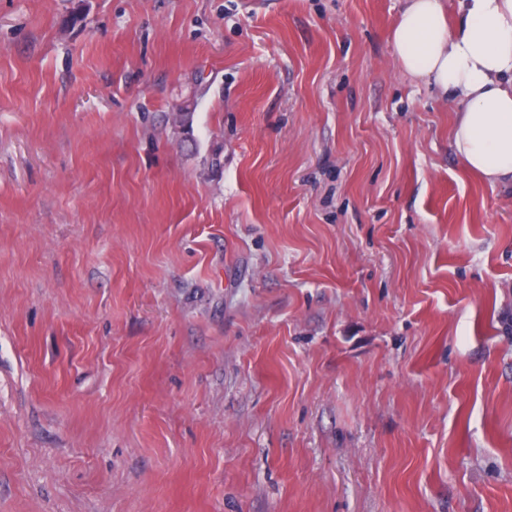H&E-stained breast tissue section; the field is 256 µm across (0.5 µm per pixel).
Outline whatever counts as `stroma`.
Masks as SVG:
<instances>
[{
	"label": "stroma",
	"mask_w": 512,
	"mask_h": 512,
	"mask_svg": "<svg viewBox=\"0 0 512 512\" xmlns=\"http://www.w3.org/2000/svg\"><path fill=\"white\" fill-rule=\"evenodd\" d=\"M403 7L0 0V512H512V184Z\"/></svg>",
	"instance_id": "1"
}]
</instances>
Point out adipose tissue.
<instances>
[{
  "label": "adipose tissue",
  "mask_w": 512,
  "mask_h": 512,
  "mask_svg": "<svg viewBox=\"0 0 512 512\" xmlns=\"http://www.w3.org/2000/svg\"><path fill=\"white\" fill-rule=\"evenodd\" d=\"M391 39L400 69L454 105L465 170L512 184V0H406Z\"/></svg>",
  "instance_id": "ef3b65f1"
}]
</instances>
